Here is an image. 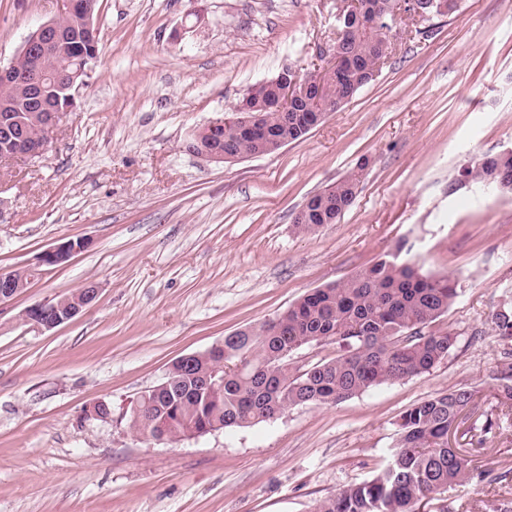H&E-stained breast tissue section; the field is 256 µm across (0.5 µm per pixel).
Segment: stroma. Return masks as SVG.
Here are the masks:
<instances>
[{
	"label": "stroma",
	"mask_w": 512,
	"mask_h": 512,
	"mask_svg": "<svg viewBox=\"0 0 512 512\" xmlns=\"http://www.w3.org/2000/svg\"><path fill=\"white\" fill-rule=\"evenodd\" d=\"M100 4L76 109L42 158L0 163V270L91 242L0 304V512H312L372 475L405 411L458 388L500 422L475 460L492 481L454 486L426 510L512 502V409L495 391L512 342L492 322L512 308V194L458 185L474 158L512 151V0L402 16L375 81L302 140L224 163L186 140L254 84L311 69L343 0ZM56 12V0H0V64ZM361 159L341 220L298 232L305 200ZM396 252L459 282L435 324L456 342L429 373L174 444L132 431L137 398L175 359ZM90 282L99 295L71 321L18 322ZM101 399L111 420L89 414ZM90 244V240L86 238L68 240L66 242L60 243L57 246L47 250L41 257L38 266L33 268H39L40 266L44 265H59L67 261L73 253L88 248Z\"/></svg>",
	"instance_id": "obj_1"
}]
</instances>
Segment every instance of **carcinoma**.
Here are the masks:
<instances>
[{
    "mask_svg": "<svg viewBox=\"0 0 512 512\" xmlns=\"http://www.w3.org/2000/svg\"><path fill=\"white\" fill-rule=\"evenodd\" d=\"M459 0H425V11L443 17L457 11ZM386 23L370 25L350 19L349 8L337 17L342 31L339 75L323 81L315 104L283 114L275 107L274 80L249 90L261 118L248 127L224 129V144L240 157L268 145L301 140L310 126L327 117L376 79L374 57L391 42L394 16L408 9L402 0H360V11L374 8ZM20 117L27 136L43 134L33 114L40 104L29 99L27 85H0V105ZM365 166L312 195L294 224L303 233L334 224L354 203ZM464 182L512 192V156L476 159ZM450 276L433 277L394 254L351 274L346 280L301 297L275 318L224 337V349L199 354L176 368L175 381L159 394L137 400L136 432L146 428L174 437H198L214 431L266 421L288 407L329 404L370 387L429 372L448 356L456 337L431 326L448 312L458 296ZM498 335L512 339V311L495 314ZM334 345L336 356L297 370L289 357L305 346ZM224 360V387L208 389L199 380ZM474 393L457 389L431 396L408 409L398 423V441L370 479L318 502L314 512H416L419 503L466 482L484 483L489 474L471 465L465 450L448 445V430L466 437L465 412Z\"/></svg>",
    "mask_w": 512,
    "mask_h": 512,
    "instance_id": "carcinoma-1",
    "label": "carcinoma"
}]
</instances>
